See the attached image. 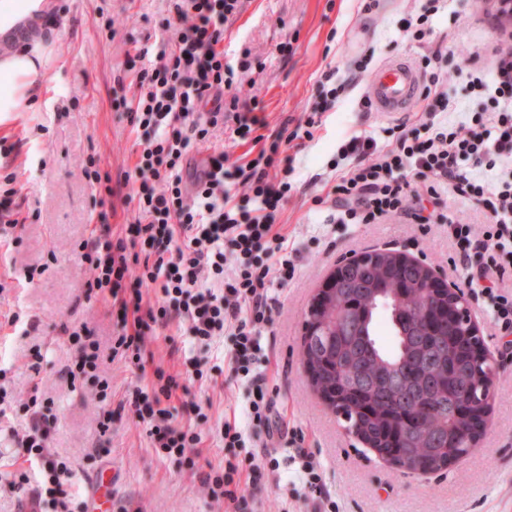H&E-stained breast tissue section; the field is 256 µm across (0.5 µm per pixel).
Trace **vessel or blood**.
I'll use <instances>...</instances> for the list:
<instances>
[{
    "instance_id": "vessel-or-blood-1",
    "label": "vessel or blood",
    "mask_w": 512,
    "mask_h": 512,
    "mask_svg": "<svg viewBox=\"0 0 512 512\" xmlns=\"http://www.w3.org/2000/svg\"><path fill=\"white\" fill-rule=\"evenodd\" d=\"M421 78L406 60L380 64L369 80L370 96L377 111L404 112L419 99Z\"/></svg>"
}]
</instances>
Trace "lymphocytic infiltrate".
Instances as JSON below:
<instances>
[{
  "mask_svg": "<svg viewBox=\"0 0 512 512\" xmlns=\"http://www.w3.org/2000/svg\"><path fill=\"white\" fill-rule=\"evenodd\" d=\"M246 0H168L160 22L167 39L157 61L143 66L144 51L130 56L139 64L135 91L119 105L136 135L132 167L104 176L95 160L83 171L95 191L99 211L79 245L80 262L89 272V290L105 293L117 313L109 349H102L94 329L73 331L77 354L67 373L90 378L101 391L110 379L105 359L145 363L147 336L159 327H175L195 346L206 348L227 335L231 377L245 381L248 395L241 418L224 421L223 474L205 475L212 498L224 499L230 512H254L255 492L242 486L243 474H254L272 455L271 437L296 444L298 480L310 489L318 508H333L324 468L303 448L304 436L278 414L268 377L264 332L272 325L275 287L296 273L298 248L279 228L291 196L295 158L284 151L294 141H310L322 114L369 69L374 48H366L353 72L322 73L318 102L295 127L263 135L267 123L258 99L241 101L235 68L224 57V33L239 18ZM440 0H427L422 13L407 19L411 38L426 44L422 57L425 82L422 115L415 124L401 122L384 130L383 139L353 134L339 149L333 177L324 181L337 224H380L409 217L419 224H444L460 249L466 282L491 302V318L506 334L512 351V48L496 50L483 67L449 68L456 54L447 39L432 41L431 17ZM466 90L465 100L448 95L449 79ZM455 120H448V113ZM251 140L254 158H231L216 150L215 130ZM203 155L199 169L186 172L190 155ZM471 201L488 217L483 227L452 217L444 194ZM130 208V222L113 229L117 206ZM158 293L143 302L145 289ZM175 376L163 369L136 387L123 404L146 427L153 448L191 461L201 441L192 427L174 421L170 401L178 389ZM19 403L29 415L28 428L14 439V454L35 466L40 478L30 503L39 512H71L74 472L52 451L56 417L38 388ZM264 430L267 439L248 458L237 455L248 434Z\"/></svg>",
  "mask_w": 512,
  "mask_h": 512,
  "instance_id": "obj_1",
  "label": "lymphocytic infiltrate"
}]
</instances>
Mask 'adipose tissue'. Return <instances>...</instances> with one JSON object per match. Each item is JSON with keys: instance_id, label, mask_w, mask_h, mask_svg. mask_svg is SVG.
<instances>
[{"instance_id": "1", "label": "adipose tissue", "mask_w": 512, "mask_h": 512, "mask_svg": "<svg viewBox=\"0 0 512 512\" xmlns=\"http://www.w3.org/2000/svg\"><path fill=\"white\" fill-rule=\"evenodd\" d=\"M43 37L19 43L0 59V112L17 111L20 102L32 101L42 88L36 79L46 65Z\"/></svg>"}]
</instances>
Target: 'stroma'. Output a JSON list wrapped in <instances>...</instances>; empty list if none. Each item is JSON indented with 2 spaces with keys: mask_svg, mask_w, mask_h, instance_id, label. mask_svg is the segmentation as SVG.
<instances>
[{
  "mask_svg": "<svg viewBox=\"0 0 512 512\" xmlns=\"http://www.w3.org/2000/svg\"><path fill=\"white\" fill-rule=\"evenodd\" d=\"M427 0H247L240 18L224 34V50L264 105L269 130L288 118H301L316 101L322 73L336 67L348 71L367 46L376 62L404 57L420 63L422 48L407 38L404 20L421 13ZM54 24L49 30L46 68L51 76L42 96L22 102L17 112L0 119V140L11 146L0 154V178L14 174V186L26 203L23 226L0 233V322L20 313L35 321L30 335L0 329V386L12 399L0 416V471L23 472L13 463L12 433L28 425L17 399L40 383L57 417L52 446L74 465L73 495L86 503L92 475L112 472V512H224L201 487L200 467L151 448L142 424L132 413L114 417L107 436L110 454L91 455L104 406L117 405L140 378L125 360L106 363L112 379L107 398H99L93 381L66 380L61 370L76 354L70 334L88 323L109 346L117 318L109 304L86 299L87 274L77 251L95 215L91 190L80 164L95 156L101 172L117 174L131 167L135 135L116 101L132 96L136 73L127 66V50L145 49L153 62L161 41L153 26L165 15L166 0H51ZM493 0H447L432 19L436 32L451 33L461 49L456 63L476 52L488 57L502 41L500 28L484 22ZM114 27H107V20ZM295 41L296 52L280 60L275 47L283 38ZM360 80L340 102L323 114L312 142L298 153L297 171L308 186L294 194L281 216L285 232L299 246L298 273L276 289L279 302L270 331L274 345L266 373L277 406L289 426L301 429L305 445L323 465L339 512H512V359L503 353L504 337L496 335L486 298L476 312L481 335L494 353L495 380L488 426L475 452L447 470L411 474L399 470L352 438L341 420L309 387L300 357L303 323L309 302L328 271L340 259L367 249L402 250L431 264L447 282L464 285L465 271L455 268L454 249L441 224H417L403 218L387 224H331L332 204H319L322 184L310 183L325 172L343 140L352 132L369 133L400 120L397 112H366L359 100L367 94ZM39 268L33 281L25 271ZM175 328L156 329L149 340L153 353L147 369L163 367L177 374L176 403L200 405L201 418L178 414L201 436L202 464L224 467V446L217 428L231 417L246 394L245 383L228 370L216 383L197 379L191 365L169 352ZM42 363H35V353Z\"/></svg>",
  "mask_w": 512,
  "mask_h": 512,
  "instance_id": "1",
  "label": "stroma"
}]
</instances>
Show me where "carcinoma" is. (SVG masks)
<instances>
[{
  "label": "carcinoma",
  "mask_w": 512,
  "mask_h": 512,
  "mask_svg": "<svg viewBox=\"0 0 512 512\" xmlns=\"http://www.w3.org/2000/svg\"><path fill=\"white\" fill-rule=\"evenodd\" d=\"M349 269L316 314L318 344L303 343V362L317 364L339 401L333 412L411 473L442 470L440 462L468 455L454 404L482 387L470 343L428 319L426 268L399 266L388 251ZM387 313L392 348L377 333Z\"/></svg>",
  "instance_id": "cac0c4a2"
}]
</instances>
